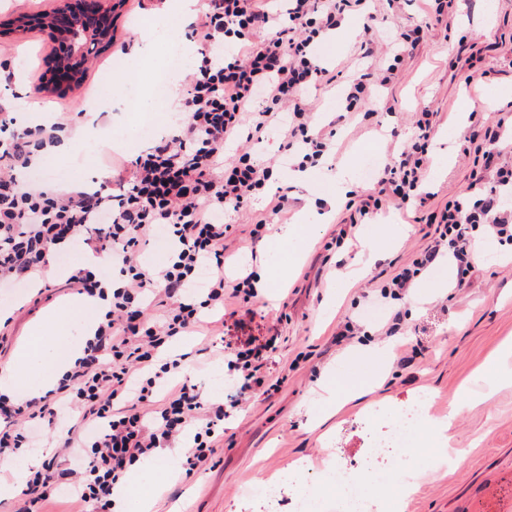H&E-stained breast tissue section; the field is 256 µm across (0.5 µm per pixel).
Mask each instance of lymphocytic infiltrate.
<instances>
[{
    "label": "lymphocytic infiltrate",
    "instance_id": "1",
    "mask_svg": "<svg viewBox=\"0 0 512 512\" xmlns=\"http://www.w3.org/2000/svg\"><path fill=\"white\" fill-rule=\"evenodd\" d=\"M270 3L204 0L190 25L200 57L180 98L187 119L93 184L32 187L39 156L60 143L70 119L60 112L50 122L21 128L10 103L0 100V288L50 279L64 244L103 261L94 269H71L69 279L81 293L100 297L104 283L112 285L109 310L82 357L53 389L16 401L0 395V458L50 434L65 464L59 472L50 463L34 471L15 512H41L42 502L64 490L84 512H113L127 468L182 439L188 442L185 471L204 468L225 418L246 394L265 388L267 344L248 339L228 350L237 387L217 401L182 380L181 358L165 360L161 353L171 338L196 331L204 314L225 311L227 299L258 295L252 277L224 276V241L232 227L222 217L249 206L276 160L248 152L225 160L227 143L241 137L260 142L276 128L281 157L301 170L317 165L333 141L311 135L301 95L310 86L335 83L336 75L311 46L351 12L364 10L368 30L377 20L365 11L366 0H291L284 23ZM232 37L239 41L235 53L213 59L211 49ZM435 118L427 110L419 113L411 147L380 169L378 193L360 205V218L371 217L385 199L400 207L414 199L426 202L420 186ZM509 127L512 113L503 112L494 125L466 136L462 152L473 157L467 191L435 214L431 246L391 278L388 295H403L415 276L443 256L457 283H465L474 229L512 240V208L501 205L498 195L512 187V166L501 162L496 148ZM160 233L174 249L167 262L155 265L145 260L144 248ZM203 268L209 280L196 301L187 289ZM155 401L159 409L143 413V405Z\"/></svg>",
    "mask_w": 512,
    "mask_h": 512
}]
</instances>
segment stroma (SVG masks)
Listing matches in <instances>:
<instances>
[{"label":"stroma","instance_id":"1","mask_svg":"<svg viewBox=\"0 0 512 512\" xmlns=\"http://www.w3.org/2000/svg\"><path fill=\"white\" fill-rule=\"evenodd\" d=\"M61 0H0V62L11 64L15 77L0 98L9 99L16 112L39 103L43 111L67 108L78 112L82 102L100 99V76L111 71L108 93L112 119L108 145L88 149L79 143L75 153L85 159L72 180L88 183L103 175L106 154L122 161L141 151L130 144L126 117L137 101L133 91L141 82L140 59L133 43L145 35L143 18L154 15L159 0H118L115 34L82 67L80 84H59L56 46L46 32L33 26L12 33L17 13L53 14ZM379 25L372 37L375 58L360 56L365 38L358 19H350L353 36L330 34L319 46L320 56L336 74L332 86H318L305 98L316 127L335 132L336 151L311 174L309 186L293 182L292 171L279 166L251 207L233 218L237 236H248L254 224H265L256 245H231L228 276L259 271L262 264L287 273L258 298L236 306L237 323L215 331L209 352L200 353L202 336L186 337L189 353L185 372L204 394L223 399L235 388V378L224 363V347L237 338L275 337L267 352L264 372L275 391L243 403L224 421L216 453L207 468L184 475L180 457L165 464L160 487L144 488L146 512H294V494L304 481L323 480L335 462L348 464L361 475V460L374 425L390 422L394 411L415 403L426 404L435 420H442L468 386L483 402L455 419V438L443 443L427 424H419L417 454L396 458L391 468L370 476V501L375 512H391L400 484L414 482L404 500V512H512V383L486 386L477 373L496 374L493 357L500 343L512 338V244L476 233L486 251V263L476 265L466 285L455 287L447 259L437 260L422 273L401 299L381 298L380 285L391 279L430 246V220L448 200L465 191L471 158L459 147L469 123L494 124L498 113L511 112L512 0H462L457 14L435 18L428 0H370ZM428 22L422 40L394 61L393 36L411 24ZM480 54V82H471L466 58ZM127 67L112 69L114 58ZM396 64L393 80L376 88L355 114L342 116V93L357 71ZM436 112L432 148L423 191L426 207L398 208L383 202L367 224L350 225V198L336 197L330 172L343 165L359 167L370 150L391 162L405 150L421 110ZM288 193L294 203L277 217L268 204L272 196ZM329 212L325 224H305L309 209ZM285 224L295 225L296 245L277 254L276 234ZM383 245L385 257L371 261L370 244ZM75 289L65 278L47 281L40 302L32 288L0 293V309L12 312V321L0 328V365L12 360L30 341L31 326L46 315L57 319L50 344L58 345L79 332L82 315L70 308ZM402 315L401 328L392 336L382 331L392 312ZM360 330L344 345L336 332L346 321ZM340 390L374 386L366 403L345 405L325 423L317 416L324 407L321 383ZM462 456L461 465L450 464ZM281 487L276 503L257 496L263 485Z\"/></svg>","mask_w":512,"mask_h":512}]
</instances>
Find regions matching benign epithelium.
I'll return each mask as SVG.
<instances>
[{
	"label": "benign epithelium",
	"mask_w": 512,
	"mask_h": 512,
	"mask_svg": "<svg viewBox=\"0 0 512 512\" xmlns=\"http://www.w3.org/2000/svg\"><path fill=\"white\" fill-rule=\"evenodd\" d=\"M94 8L87 13H74L70 0L51 15L40 19L39 24L57 45L66 62L63 72L74 78L79 67L91 58L99 45L112 36V0H93Z\"/></svg>",
	"instance_id": "1"
}]
</instances>
